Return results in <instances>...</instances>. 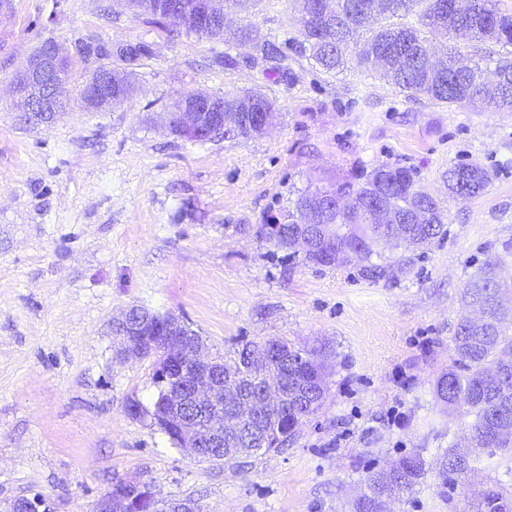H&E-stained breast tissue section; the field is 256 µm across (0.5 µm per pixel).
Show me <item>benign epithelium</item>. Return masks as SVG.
Wrapping results in <instances>:
<instances>
[{
	"label": "benign epithelium",
	"mask_w": 512,
	"mask_h": 512,
	"mask_svg": "<svg viewBox=\"0 0 512 512\" xmlns=\"http://www.w3.org/2000/svg\"><path fill=\"white\" fill-rule=\"evenodd\" d=\"M165 20L189 32L215 37L224 30L227 15L223 0H198L195 9L182 0H162L158 4ZM139 43H110L80 40L74 54L95 67L81 93V106L87 112L112 107L128 96L130 59L137 57ZM71 59L60 53L56 42H46L32 53L15 76L14 87L23 100V119L28 123L53 122L61 112L59 88L69 77ZM276 117L253 103L230 104L226 99L191 91L182 95L168 113L166 128L176 136L194 142L212 140L214 130L229 121L239 124L248 136L267 133ZM331 193L321 191L310 196L295 212L294 231L285 240L289 251L323 257L331 250L328 240L316 229L326 223L333 206ZM378 221L392 225L390 239L398 240L400 218L378 203ZM115 323L121 328L124 352L154 357L152 383L157 397L152 408L130 402L127 409L150 417L172 444L188 458L196 459L212 448L233 455H245L249 448H226L225 442L262 422V411H282L293 398L285 379L268 366L288 363L285 350L265 344L252 352L244 378L224 377L223 362L213 358L201 338L185 322L172 315L153 312L142 306L128 308ZM157 506L149 486L138 482L117 481L96 503V512H153ZM4 512H53L47 499L36 494L11 499Z\"/></svg>",
	"instance_id": "1"
}]
</instances>
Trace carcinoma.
<instances>
[{"mask_svg":"<svg viewBox=\"0 0 512 512\" xmlns=\"http://www.w3.org/2000/svg\"><path fill=\"white\" fill-rule=\"evenodd\" d=\"M457 16L448 21L443 17L442 0H314V16L302 14L296 19L299 37L280 46L266 41L256 50L262 56L280 63V71H291L288 61L293 52L313 60L325 72L336 71L346 62L349 44L362 38L367 51L359 56L358 66L391 82L402 92L422 94L430 99L464 107L482 103L496 109L512 110V91L501 93L497 83L504 77L512 80V60H498L494 69L477 64L465 65L458 72L460 84L467 94L456 92L448 85V72L455 70L459 57L448 53L447 61L439 64V71L429 68V39L425 33L443 37L466 32L475 41L492 40L502 48L512 49V14L496 8L494 0H454ZM416 15V23L405 21ZM233 100L254 101L267 112L277 111L275 102L258 90H244L231 96ZM473 186L466 188L458 180L459 165L454 164L445 174L448 197L467 200L479 195L490 181L484 167L467 163ZM385 179L393 184L386 197V205L397 213L413 211L422 200L431 204L432 224H407L401 235L407 246L421 249L448 238V227L433 196L423 191L413 169L398 164H382L364 171L352 180L336 185V197L357 195L369 198L376 192L377 183ZM294 212L282 209L270 214L264 231L277 247H282L288 235ZM388 226L377 223L371 209L348 211L340 209L332 215V223L323 227L324 235L335 240V256L313 261L315 265L343 266L356 264L358 274L368 280H395L407 272L405 264L383 257L378 247L387 237ZM356 250L354 257L348 251ZM512 255V245L503 246V254L491 256L478 264L469 275L463 298L470 305H481L488 310V321L482 330L472 329L466 318H461L451 338L453 360L436 377L433 394L436 403L445 412H463L472 417L470 447L475 455L464 458L448 448L427 463L418 452L402 456L397 470H369L362 479L363 497L377 505L376 512H390L393 487L410 490L430 471H436L442 485L456 482V477L476 468L484 458H492L499 451L512 453V335L506 326L512 317L509 310L496 300V293H505L498 280V268L504 257ZM279 344L288 352V377L307 393L302 401L288 409V415H275L267 426H278V447L288 445L296 432L290 425L301 426L322 407L327 386H306L316 366L324 367L311 351L295 348L287 341ZM255 342H245L224 359V376L243 375L244 354ZM512 496L504 492L499 482L479 494L476 512H501L504 501Z\"/></svg>","mask_w":512,"mask_h":512,"instance_id":"cac0c4a2","label":"carcinoma"}]
</instances>
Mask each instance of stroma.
Listing matches in <instances>:
<instances>
[{"label":"stroma","instance_id":"35a3bbf8","mask_svg":"<svg viewBox=\"0 0 512 512\" xmlns=\"http://www.w3.org/2000/svg\"><path fill=\"white\" fill-rule=\"evenodd\" d=\"M303 0H247L230 27L251 43L168 24L125 0H7L0 7V501L43 494L56 512H93L117 480L203 512H352L366 469L412 451L426 461L467 450L471 417L442 413L431 384L453 357L470 309L462 289L476 261L512 241V112L460 108L400 92L349 65L326 73L294 57L274 71L254 49L295 37ZM146 41L132 96L80 110L92 69L74 59L51 124L20 121L16 73L44 40ZM231 53L236 66L217 65ZM262 90L278 118L266 134L205 143L171 135L163 115L186 91ZM413 168L448 226L444 243L385 248L398 280L362 279L355 265L316 266L260 233L262 218L312 185L383 163ZM476 163L491 181L449 199L444 177ZM143 305L183 319L212 356L283 339L327 367L321 409L288 447L222 465L187 458L131 400L150 403L153 361L118 354L112 321ZM512 456L499 454L442 493L436 474L392 512H471Z\"/></svg>","mask_w":512,"mask_h":512}]
</instances>
